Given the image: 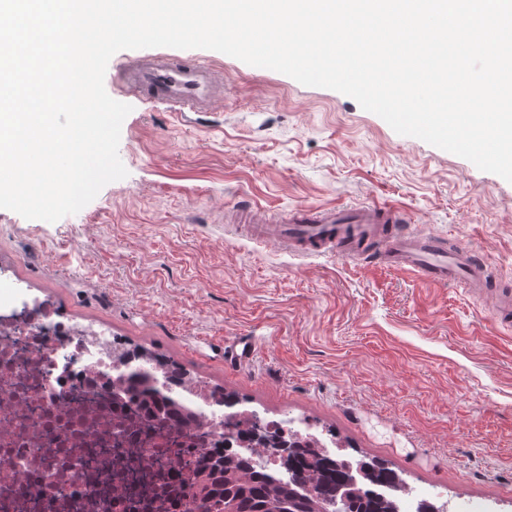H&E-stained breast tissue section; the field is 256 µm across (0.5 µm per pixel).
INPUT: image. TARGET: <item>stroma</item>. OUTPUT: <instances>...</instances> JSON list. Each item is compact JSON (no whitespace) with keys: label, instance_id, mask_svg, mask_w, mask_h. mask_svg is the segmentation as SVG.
Wrapping results in <instances>:
<instances>
[{"label":"stroma","instance_id":"1","mask_svg":"<svg viewBox=\"0 0 512 512\" xmlns=\"http://www.w3.org/2000/svg\"><path fill=\"white\" fill-rule=\"evenodd\" d=\"M130 55L115 53L104 80L132 107L119 144L127 177L54 223L0 209V281L22 284L13 306L102 323L260 418L334 431L449 506L476 498L512 512V332L493 295L295 257L224 223L243 200L276 217L387 202L413 230L480 251L512 289V183L397 134L347 95L214 50L199 55L223 74V98L173 111L124 86ZM242 336L258 348L237 369L224 347Z\"/></svg>","mask_w":512,"mask_h":512}]
</instances>
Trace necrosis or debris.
I'll use <instances>...</instances> for the list:
<instances>
[{
  "label": "necrosis or debris",
  "instance_id": "4bbe7bcc",
  "mask_svg": "<svg viewBox=\"0 0 512 512\" xmlns=\"http://www.w3.org/2000/svg\"><path fill=\"white\" fill-rule=\"evenodd\" d=\"M105 332L49 315L0 317V512H197L200 466L250 447L255 469L279 463L224 424L221 392L172 385L173 421L149 419L125 378L152 371Z\"/></svg>",
  "mask_w": 512,
  "mask_h": 512
}]
</instances>
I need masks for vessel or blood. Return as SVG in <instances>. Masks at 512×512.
Masks as SVG:
<instances>
[{"label": "vessel or blood", "instance_id": "vessel-or-blood-1", "mask_svg": "<svg viewBox=\"0 0 512 512\" xmlns=\"http://www.w3.org/2000/svg\"><path fill=\"white\" fill-rule=\"evenodd\" d=\"M123 81L146 98L177 111L196 112L211 104L219 81L203 60L169 54H143L122 65ZM395 207L382 203L331 208L299 207L287 218L254 220L249 207L232 206L231 224H248L253 240H277L289 245L293 255L318 257L327 253L345 259H362L368 246L377 249L378 263L417 275L437 287L463 283L476 293L496 287L491 266L473 250L451 249L425 233L393 234L384 227L396 223Z\"/></svg>", "mask_w": 512, "mask_h": 512}]
</instances>
